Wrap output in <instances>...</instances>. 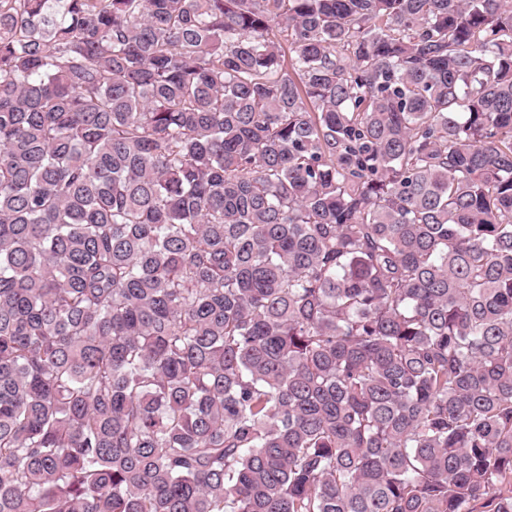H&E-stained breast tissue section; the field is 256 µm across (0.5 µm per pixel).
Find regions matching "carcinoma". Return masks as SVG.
<instances>
[{
  "mask_svg": "<svg viewBox=\"0 0 512 512\" xmlns=\"http://www.w3.org/2000/svg\"><path fill=\"white\" fill-rule=\"evenodd\" d=\"M479 507L512 0H0V512Z\"/></svg>",
  "mask_w": 512,
  "mask_h": 512,
  "instance_id": "1",
  "label": "carcinoma"
}]
</instances>
